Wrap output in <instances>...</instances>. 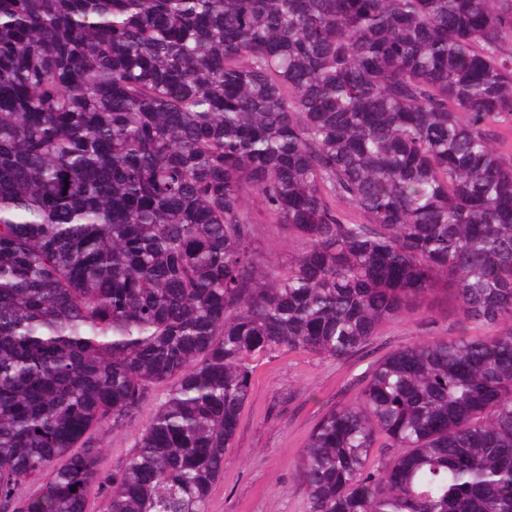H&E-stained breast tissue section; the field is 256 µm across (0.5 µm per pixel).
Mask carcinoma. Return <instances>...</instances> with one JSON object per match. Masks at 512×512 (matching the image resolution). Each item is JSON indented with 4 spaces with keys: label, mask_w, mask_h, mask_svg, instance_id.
<instances>
[{
    "label": "carcinoma",
    "mask_w": 512,
    "mask_h": 512,
    "mask_svg": "<svg viewBox=\"0 0 512 512\" xmlns=\"http://www.w3.org/2000/svg\"><path fill=\"white\" fill-rule=\"evenodd\" d=\"M509 37L512 0H0V512L43 474L25 512H206L254 356H351L441 280L498 333L374 362L307 512H512ZM246 207L257 222V245L264 258V262L276 266L287 263L288 258L297 251V243L288 239L276 227V224L272 223V220L266 214L262 203L255 194H248L246 197ZM166 387H156L143 403L139 413L125 427L112 429V424H105L95 432V437L103 446L100 468L104 475L120 468L134 450L135 442L142 428L148 423L160 402L164 400Z\"/></svg>",
    "instance_id": "obj_1"
}]
</instances>
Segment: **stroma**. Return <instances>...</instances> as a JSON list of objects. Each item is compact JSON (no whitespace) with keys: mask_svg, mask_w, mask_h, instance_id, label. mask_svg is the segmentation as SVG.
<instances>
[{"mask_svg":"<svg viewBox=\"0 0 512 512\" xmlns=\"http://www.w3.org/2000/svg\"><path fill=\"white\" fill-rule=\"evenodd\" d=\"M246 207L257 223V245L265 263L287 262L296 242L272 223L255 194H248ZM458 310L454 295L440 289L422 297L410 313L388 319L371 344L354 356L336 359L284 348L254 358L251 395L225 455L224 471L210 489L207 512H306L296 460L324 413L356 400L373 362L431 336L497 334L491 324L459 323ZM165 393V387H156L125 427L116 430L107 424L96 431L103 447V474L123 465Z\"/></svg>","mask_w":512,"mask_h":512,"instance_id":"obj_1","label":"stroma"}]
</instances>
